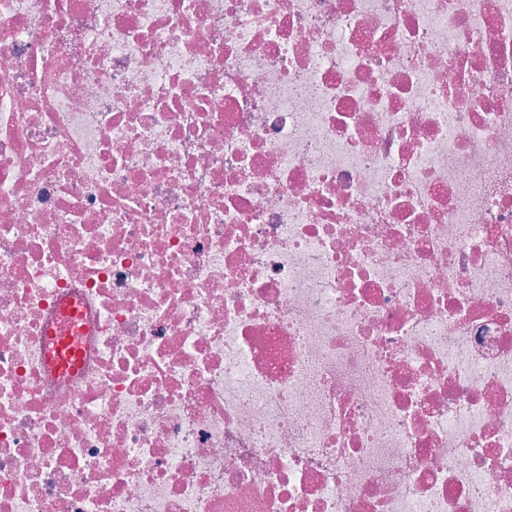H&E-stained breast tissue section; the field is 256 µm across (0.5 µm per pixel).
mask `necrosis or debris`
Returning a JSON list of instances; mask_svg holds the SVG:
<instances>
[{"mask_svg":"<svg viewBox=\"0 0 512 512\" xmlns=\"http://www.w3.org/2000/svg\"><path fill=\"white\" fill-rule=\"evenodd\" d=\"M0 512H512V0H0Z\"/></svg>","mask_w":512,"mask_h":512,"instance_id":"obj_1","label":"necrosis or debris"}]
</instances>
